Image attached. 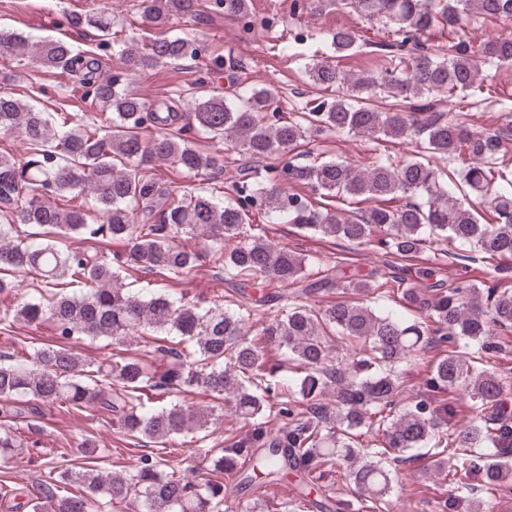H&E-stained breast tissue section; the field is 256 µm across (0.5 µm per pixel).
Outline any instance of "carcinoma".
I'll return each instance as SVG.
<instances>
[{
  "instance_id": "1",
  "label": "carcinoma",
  "mask_w": 512,
  "mask_h": 512,
  "mask_svg": "<svg viewBox=\"0 0 512 512\" xmlns=\"http://www.w3.org/2000/svg\"><path fill=\"white\" fill-rule=\"evenodd\" d=\"M379 18L399 44L417 42L441 22L452 28L462 16L512 18V0H331ZM155 29L145 41L130 37L119 51L122 71L97 76L105 52L117 43L107 8L68 16L73 32L94 36L95 47L77 51L62 38L31 41L0 28V41L17 61L28 58L49 69L79 76L81 99L105 112H51L0 87V133L21 137L26 157L0 154V297H16L20 277L33 275L40 297L0 306V332L18 323L48 327L56 342L19 355L0 354V398L29 397L48 407L99 409L113 415L116 432L140 451L137 467L105 473L89 463L60 468L42 463L44 480L24 503L30 512H224L249 480L241 464L271 481L293 475L290 512H385L394 476L417 448H430L434 466L452 490L431 512H494L496 497L512 492V363L496 338L512 330V170L500 162L503 135L471 132L456 112L434 103L475 88L478 60L463 42L429 51L417 45L397 70L349 76L328 61L308 66L311 84L323 95L295 117L279 112L277 94L253 86L240 103L215 87L180 111L175 98L148 101L125 85L126 76L195 55L188 36L171 34L172 21L214 12L240 21L254 14L248 0H141ZM334 57L358 47V34H328ZM482 54L512 63V34L489 42ZM343 96L326 95L338 87ZM394 99L388 110L374 97ZM229 141L241 157L236 175L208 193L187 184L169 189L156 163L189 175L217 179L218 156L201 149L198 132ZM335 132L378 145L410 146L400 155L383 150L367 169L297 149ZM467 152L460 178L482 197L490 219L470 202L449 195L436 159ZM350 201L352 213L321 207L311 195ZM93 195L96 207L81 199ZM273 216L320 238L342 239L387 257L382 274L353 269L347 287L357 301L322 305L317 297L341 287L348 258L303 253L255 232V216ZM36 225L42 240L21 231ZM105 233L121 243L106 258L73 251L62 240ZM206 237L224 272L231 306L200 308L165 292L141 294L119 282L122 271L189 279L201 253L186 246ZM435 275L451 259L498 260L492 280L460 276L447 284H406L408 261L425 257ZM85 288L80 295L65 289ZM389 293L409 318L383 315L362 298ZM173 333L182 349L155 344L156 331ZM355 345L344 358L333 354L334 332ZM110 338L118 345H156L171 358L163 367L121 354L108 363L85 359L75 337ZM428 345L442 351L424 390L403 400L399 365ZM285 353L272 364L266 351ZM464 388L476 411L461 427L453 405L438 399ZM202 389L224 401L243 426L224 438L211 458L208 478L186 477L172 457L176 437L207 431L209 415L172 403L146 411L151 400ZM278 428H268L269 416ZM378 440L371 447L365 438ZM23 449L16 430L0 425V456ZM337 484L352 498L333 495Z\"/></svg>"
}]
</instances>
